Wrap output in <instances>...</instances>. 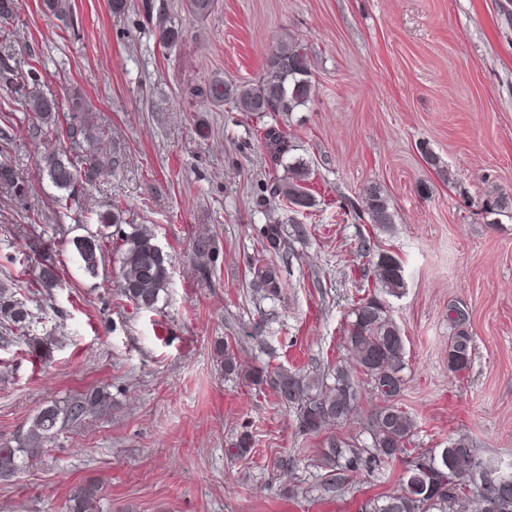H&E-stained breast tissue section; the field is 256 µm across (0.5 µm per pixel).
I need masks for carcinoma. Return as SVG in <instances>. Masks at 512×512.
<instances>
[{
	"label": "carcinoma",
	"mask_w": 512,
	"mask_h": 512,
	"mask_svg": "<svg viewBox=\"0 0 512 512\" xmlns=\"http://www.w3.org/2000/svg\"><path fill=\"white\" fill-rule=\"evenodd\" d=\"M48 15L62 20L72 12L71 0H43ZM188 11L198 19L207 18L214 9V0H186ZM155 31L159 42L172 46L182 35L178 24L161 10L157 13ZM311 63L307 47L288 32L269 50L264 72L250 82L214 79L207 88L204 108L228 105L234 112L289 113L305 107L311 101ZM0 88L21 95L25 110L33 118V130L38 136L66 135L75 146L73 155L46 152L41 157L42 173L58 190L72 196L79 190L100 182L111 169L113 160L91 149L96 140V127L91 106L76 94L73 97L72 120L62 127L56 100L47 96L36 83L34 67L17 61L10 64L0 55ZM261 140L270 156L276 174L260 184L261 197L268 201L281 200L288 207H312L314 199L307 182L311 170L302 158H290L294 145L288 134L278 126H269ZM282 174H277V171ZM0 187L17 199L30 192L29 183L14 166L0 162ZM363 195L367 203L369 223L387 231L395 223L386 196L376 185L367 186ZM489 213L512 210V197L501 195L484 203ZM100 229L90 235L71 240L72 250L86 273L97 274L103 258L106 230L115 228L120 235L122 288L120 296L137 308L152 310L165 292L170 280L169 256L154 241L147 229L130 225L122 229L124 220L118 204L96 213ZM286 229L279 223L264 224L258 231V258L251 267L252 285L267 296L279 294L282 284L279 270L271 261L284 243ZM46 241L33 237L27 243L22 266L38 262V280L45 288L57 285V267L47 256ZM360 249L369 258L372 278L382 290L392 295L405 287L403 267L392 254L373 253L371 241L361 242ZM199 276L207 279L216 259L213 241L199 237L193 242ZM346 343L349 360L336 365L331 378L302 376L291 370L245 372V378L261 385L268 381L282 404L296 410L300 427L307 433H319L328 426L348 420L358 407L359 393L354 375L368 378L383 405L372 422V443L357 450L345 441L332 439L325 460L330 468L327 485L341 488L351 474L363 469L382 467L407 454L416 425L414 419L398 407L404 391L401 372L405 368V340L399 327L389 316L386 303L375 294L361 299L351 310ZM26 304L7 288H0V319L20 326L30 322ZM453 333L448 338V369L459 373L466 370L472 359L473 338L463 329L462 321L448 317ZM215 357L229 374L240 371V365L229 345L219 346ZM112 407V397L105 388L78 394L59 405L42 408L32 419L16 446H0V476L13 477L37 466L45 453V444L62 426L82 420L91 412L105 413ZM251 452L250 434L241 433L228 454L240 459ZM495 461L480 455L472 442L459 436L448 447L417 453L406 460L400 492L384 498H369L359 506V512H467L470 503L479 505V512H512V479L490 478ZM98 480L87 478L75 486L66 500V512H106Z\"/></svg>",
	"instance_id": "cac0c4a2"
}]
</instances>
